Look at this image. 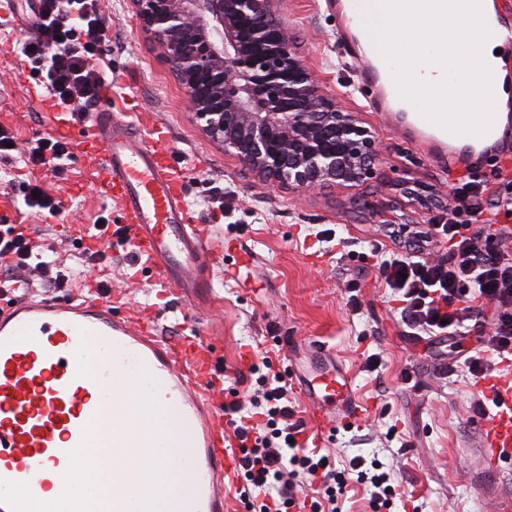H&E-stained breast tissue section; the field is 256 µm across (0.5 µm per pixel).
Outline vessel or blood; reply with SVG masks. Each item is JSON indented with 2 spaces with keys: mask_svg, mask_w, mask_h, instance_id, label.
<instances>
[{
  "mask_svg": "<svg viewBox=\"0 0 512 512\" xmlns=\"http://www.w3.org/2000/svg\"><path fill=\"white\" fill-rule=\"evenodd\" d=\"M40 2L0 0V18L35 31ZM336 15L338 38L357 65L359 85L374 111L403 125L408 138L426 147L450 175L466 173L480 157L512 173V154L500 149V124L491 119L477 125L470 113L446 109L471 83L483 82V75L463 70L453 82L434 84L427 93L443 102V109L407 120L404 103L413 92L409 69L379 56L359 31L358 0H336ZM487 29L512 36V0H494ZM56 132L69 138L75 154L100 150L96 179L117 216L112 240L129 256L134 272H153L158 297L189 298L208 288L211 270L226 267L237 244L216 236L211 225L195 223L182 172L154 145L165 134L163 126L149 113L130 120L106 106L82 117L65 115ZM87 340L94 342V353L84 349ZM289 362L312 407L316 438L369 413L353 375L319 341L304 353H290ZM121 375L146 376L153 397L182 433V447L159 445L161 461L179 457L188 474L178 512H225L224 496L237 482L238 455L219 421L221 366L200 340H163L153 320L113 313L100 299L20 300L0 312V479L27 483L42 497L62 478L83 428L94 420L103 448L130 447L127 396L109 383ZM480 388L499 405L496 414L480 421L486 462L494 467L512 459V379L492 377ZM107 493L112 512H132L125 476H114Z\"/></svg>",
  "mask_w": 512,
  "mask_h": 512,
  "instance_id": "1",
  "label": "vessel or blood"
}]
</instances>
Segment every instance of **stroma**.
Here are the masks:
<instances>
[{
    "label": "stroma",
    "instance_id": "35a3bbf8",
    "mask_svg": "<svg viewBox=\"0 0 512 512\" xmlns=\"http://www.w3.org/2000/svg\"><path fill=\"white\" fill-rule=\"evenodd\" d=\"M98 5L106 29L99 64L113 84V112L129 111L136 97L166 126L160 146L187 176L193 216L220 233L233 225L231 239L252 252L254 262L235 280L215 270L210 297L190 305L175 296L159 301L145 279L123 284L121 258L112 250L81 262L82 244L99 220L113 216L111 200L94 183V162L85 156L60 172L28 169L18 159L0 162V213L24 225L33 242L69 271L66 293L85 296L98 279L113 310L157 309L162 337L177 338L179 323L196 325L223 360L240 400H249L254 390L249 371L236 367L240 351L254 348L259 359L276 350L274 366L284 371L280 337L301 345L323 341L371 404L367 418L321 441L337 466L356 456L382 463L401 500L421 512H497V495L512 491V464L488 468L482 462L476 404L483 395L465 365L484 348L487 324L463 336L409 335L398 302L368 257L374 245L395 249L390 225L432 223L447 209L453 181L441 164L371 112L356 91L354 68L336 45L333 0H284V15L321 90L370 127L382 149L373 177L303 191L258 179L202 132L182 87L140 33L129 0ZM19 39L11 22L0 23V127L23 148L53 135L54 123L45 98L29 96L19 79L26 71L14 49ZM28 179L64 202L61 219L44 220L25 206L22 183ZM324 229L358 244L342 260L330 259L320 254L314 237ZM371 356L379 368H369Z\"/></svg>",
    "mask_w": 512,
    "mask_h": 512
}]
</instances>
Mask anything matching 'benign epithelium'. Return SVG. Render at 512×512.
<instances>
[{
  "instance_id": "1",
  "label": "benign epithelium",
  "mask_w": 512,
  "mask_h": 512,
  "mask_svg": "<svg viewBox=\"0 0 512 512\" xmlns=\"http://www.w3.org/2000/svg\"><path fill=\"white\" fill-rule=\"evenodd\" d=\"M203 131L254 175L291 190L359 183L378 140L319 88L281 0H132Z\"/></svg>"
}]
</instances>
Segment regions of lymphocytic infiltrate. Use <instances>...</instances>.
<instances>
[{"label":"lymphocytic infiltrate","mask_w":512,"mask_h":512,"mask_svg":"<svg viewBox=\"0 0 512 512\" xmlns=\"http://www.w3.org/2000/svg\"><path fill=\"white\" fill-rule=\"evenodd\" d=\"M103 33L98 0H43L37 34L24 56L52 108L82 113L101 101L105 78L94 59L101 53ZM74 159L70 143L54 135L32 141L25 163L59 171ZM488 211L512 215V175L497 170L488 178L469 172L451 187L447 221L410 230L400 249L371 252L379 279L401 302V319L413 334H461L480 306H493L488 353L466 360L478 379L512 360V249L503 245L512 228L502 225L486 235L475 231L474 223ZM435 250L443 256L434 261ZM26 269L37 271L49 292L69 280L36 251L24 227L0 234V286L22 284ZM250 372L257 385L253 397L224 405L240 454V500L249 512H322L323 503H336L353 473L372 487V512H394L397 492L389 472L361 457L340 469L319 451L303 447L284 375L267 358L251 365ZM301 484L314 487L315 500L299 498Z\"/></svg>","instance_id":"1"}]
</instances>
